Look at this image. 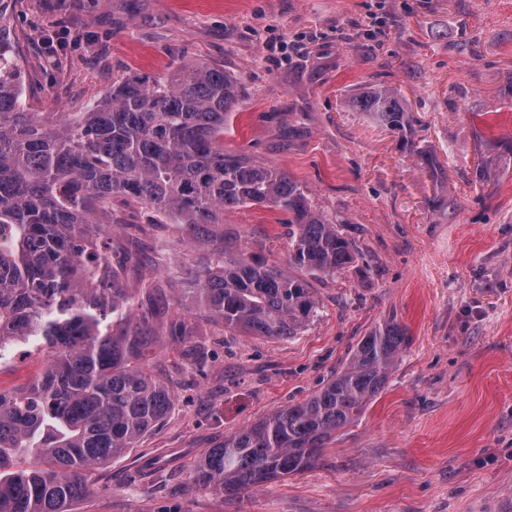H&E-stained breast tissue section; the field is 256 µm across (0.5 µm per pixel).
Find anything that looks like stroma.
I'll return each mask as SVG.
<instances>
[{
	"label": "stroma",
	"instance_id": "obj_1",
	"mask_svg": "<svg viewBox=\"0 0 512 512\" xmlns=\"http://www.w3.org/2000/svg\"><path fill=\"white\" fill-rule=\"evenodd\" d=\"M0 38L30 112H81L115 82L182 64L235 74L244 96L225 151L285 171L359 251L357 270L313 281L319 311L297 335H231L197 317L208 245L160 225L124 283L156 278L162 334L195 324L152 356L174 405L93 471L73 512H512V166L493 187L474 174L512 142V0H0ZM376 84L413 112L435 172L352 107ZM220 230L229 247L287 259L279 210L227 211ZM391 319L407 332L396 367L315 468L237 496L193 481L210 449L322 388ZM46 358L33 339L0 350V386Z\"/></svg>",
	"mask_w": 512,
	"mask_h": 512
}]
</instances>
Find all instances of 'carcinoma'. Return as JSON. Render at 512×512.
Listing matches in <instances>:
<instances>
[{"label": "carcinoma", "instance_id": "cac0c4a2", "mask_svg": "<svg viewBox=\"0 0 512 512\" xmlns=\"http://www.w3.org/2000/svg\"><path fill=\"white\" fill-rule=\"evenodd\" d=\"M20 83L18 66L0 52V348L39 336L48 359L27 386L0 389V512H70L91 492L89 472L136 447L174 401L149 363L160 336L149 315L133 314L136 294L157 285L124 287L112 239L99 232L103 224L124 229L128 262L157 222H131L113 202L168 217L209 242V261L196 273L200 309L227 330L257 336L296 335L317 312L311 280L349 267L357 249L287 173L224 151L242 84L220 67L129 77L87 111L56 121L24 109ZM351 105L435 169L436 159L408 138L415 119L394 89L374 86ZM498 160L512 161L511 145L477 163L488 185ZM266 205L288 215L283 266L225 248L214 231L224 212ZM405 339L394 320L368 332L321 390L196 462V483L234 495L313 468L383 390ZM26 455L43 466L20 467Z\"/></svg>", "mask_w": 512, "mask_h": 512}]
</instances>
